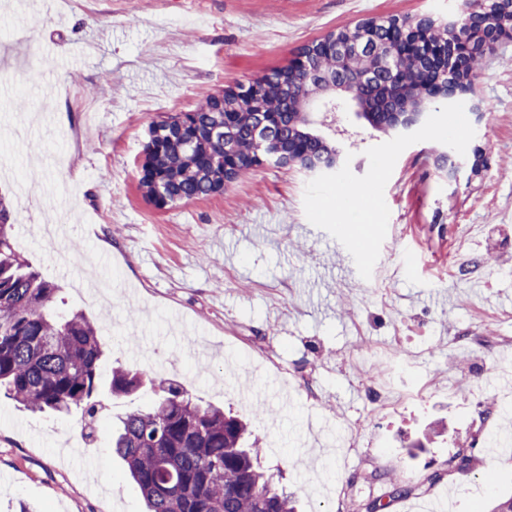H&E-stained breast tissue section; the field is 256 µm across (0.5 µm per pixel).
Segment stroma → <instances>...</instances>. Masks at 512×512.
I'll use <instances>...</instances> for the list:
<instances>
[{"mask_svg": "<svg viewBox=\"0 0 512 512\" xmlns=\"http://www.w3.org/2000/svg\"><path fill=\"white\" fill-rule=\"evenodd\" d=\"M13 2L0 0V86L13 90L0 96V196L60 307L101 328L108 365L178 377L250 419L298 512L386 498L375 471L419 487L386 512L443 495L447 512H491L512 496V450L476 436L484 411L512 429V44L480 61L474 102L441 104L413 142L364 130L340 145L351 167L321 179L261 165L160 207L139 187L151 122L286 67L330 31L454 14L461 0H28L25 43ZM441 152L485 162L448 181ZM345 193L372 195L383 226L365 237L380 262L364 271ZM385 393L403 403L384 414ZM152 399L146 387L112 405L88 441L79 415L1 399L0 512H144L111 436L116 414ZM312 425L355 445L325 447ZM467 443L477 470H449Z\"/></svg>", "mask_w": 512, "mask_h": 512, "instance_id": "obj_1", "label": "stroma"}]
</instances>
